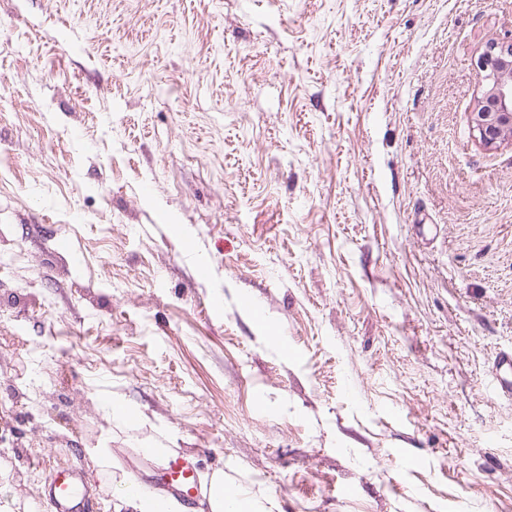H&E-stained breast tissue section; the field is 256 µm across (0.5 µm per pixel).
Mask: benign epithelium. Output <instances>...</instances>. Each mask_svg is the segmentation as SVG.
<instances>
[{
  "mask_svg": "<svg viewBox=\"0 0 512 512\" xmlns=\"http://www.w3.org/2000/svg\"><path fill=\"white\" fill-rule=\"evenodd\" d=\"M477 69L488 89L472 123L479 142L490 147L512 139V41L488 43Z\"/></svg>",
  "mask_w": 512,
  "mask_h": 512,
  "instance_id": "benign-epithelium-1",
  "label": "benign epithelium"
}]
</instances>
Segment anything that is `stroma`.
Masks as SVG:
<instances>
[{
	"mask_svg": "<svg viewBox=\"0 0 512 512\" xmlns=\"http://www.w3.org/2000/svg\"><path fill=\"white\" fill-rule=\"evenodd\" d=\"M512 0H0V506L512 512ZM479 83L488 85L472 123L479 142L490 147L512 140V41H491L477 66ZM499 399L512 401V351H502L495 359L489 381ZM164 469L168 491L180 497L187 507H192L202 492L198 475L188 462L186 454L178 451L169 455ZM52 512H92L97 504L87 496L86 476L73 468H53L47 476ZM206 502L209 512H240L246 508L236 489L224 483V473L220 471L214 472L210 478Z\"/></svg>",
	"mask_w": 512,
	"mask_h": 512,
	"instance_id": "obj_1",
	"label": "stroma"
}]
</instances>
